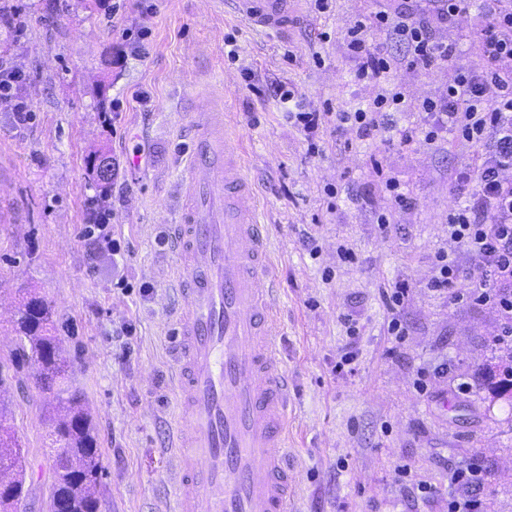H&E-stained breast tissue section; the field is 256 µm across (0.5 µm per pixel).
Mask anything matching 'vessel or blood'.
I'll return each mask as SVG.
<instances>
[{
  "mask_svg": "<svg viewBox=\"0 0 512 512\" xmlns=\"http://www.w3.org/2000/svg\"><path fill=\"white\" fill-rule=\"evenodd\" d=\"M288 34L296 0H225ZM191 172L173 241L190 301L177 334L176 512H288V375L281 368L268 231L243 174L231 113H191Z\"/></svg>",
  "mask_w": 512,
  "mask_h": 512,
  "instance_id": "1",
  "label": "vessel or blood"
}]
</instances>
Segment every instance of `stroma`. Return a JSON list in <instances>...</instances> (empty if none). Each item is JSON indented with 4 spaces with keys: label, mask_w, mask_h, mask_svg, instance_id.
I'll list each match as a JSON object with an SVG mask.
<instances>
[{
    "label": "stroma",
    "mask_w": 512,
    "mask_h": 512,
    "mask_svg": "<svg viewBox=\"0 0 512 512\" xmlns=\"http://www.w3.org/2000/svg\"><path fill=\"white\" fill-rule=\"evenodd\" d=\"M13 2L26 23L0 30V62L25 75L33 112L18 124L12 101L0 98V355L14 345L16 288H37L60 323L75 327L60 350L73 360L71 382L98 434L99 512H172L175 328L187 298L176 286L171 227L192 144L187 115L214 100L235 115L245 172L268 219L293 512H448V472L473 462L484 469V512H512V409L484 389L502 317L430 286L442 253L475 287L496 285L447 228L449 202L471 191L460 173L478 174L490 146L447 132L427 143L432 119L422 109L452 71L479 62L477 34L490 18L478 0H463L456 19L436 27L456 52L434 70L411 66L405 46L373 25L378 14L408 9L407 0H328L323 10L298 0L286 37L253 30L225 13L224 0ZM359 21L369 45L394 59L381 81L357 76L349 30ZM127 28L149 31L147 51L117 64ZM273 83L326 113L367 109L385 89L402 101L370 136L337 131L331 120L308 134ZM101 148L119 163L104 229L111 250L84 235L88 161ZM390 177L407 205L393 202ZM341 246L352 261L339 262ZM398 286L407 295L393 311L386 297ZM395 317L406 329L400 341L388 332ZM351 319L355 337L346 332ZM349 348L355 358L345 366ZM38 372L29 364L0 388L6 424L33 469L18 512L50 505Z\"/></svg>",
    "instance_id": "1"
}]
</instances>
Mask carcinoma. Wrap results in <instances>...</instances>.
I'll return each mask as SVG.
<instances>
[{"instance_id": "cac0c4a2", "label": "carcinoma", "mask_w": 512, "mask_h": 512, "mask_svg": "<svg viewBox=\"0 0 512 512\" xmlns=\"http://www.w3.org/2000/svg\"><path fill=\"white\" fill-rule=\"evenodd\" d=\"M107 156L97 151L90 161L95 193L86 198L87 209L100 210L112 192V181L98 178L95 160ZM19 304L12 321L14 347L0 356V387L29 362L39 365L43 406L49 422L48 448H64L52 455L50 498L69 505V512H98L96 486L103 475L96 428L79 391L67 381V362L60 356L53 305L34 288L18 289ZM497 362L488 366L487 388L493 399L512 402V351L498 345ZM28 452L11 428L0 422V512H15L27 495Z\"/></svg>"}]
</instances>
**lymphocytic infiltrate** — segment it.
Instances as JSON below:
<instances>
[{
  "instance_id": "obj_1",
  "label": "lymphocytic infiltrate",
  "mask_w": 512,
  "mask_h": 512,
  "mask_svg": "<svg viewBox=\"0 0 512 512\" xmlns=\"http://www.w3.org/2000/svg\"><path fill=\"white\" fill-rule=\"evenodd\" d=\"M482 2L492 21L478 36L480 62L456 70L439 98L424 101L422 109L433 118L426 141H435L443 131L468 144L494 139L469 204L448 212V233L500 285L494 292L470 291L469 300L496 307L505 326L512 328V182L500 177L502 169L512 167V0ZM376 23L405 45L411 64L430 69L453 56L452 48L437 41L429 24L412 12L393 20L380 14ZM448 480L455 490L448 512H480L473 491L483 480L481 468H455Z\"/></svg>"
}]
</instances>
